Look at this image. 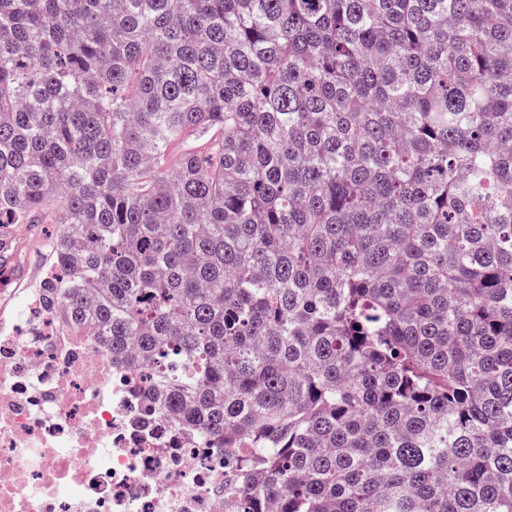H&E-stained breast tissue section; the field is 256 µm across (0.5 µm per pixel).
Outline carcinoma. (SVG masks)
<instances>
[{
	"mask_svg": "<svg viewBox=\"0 0 512 512\" xmlns=\"http://www.w3.org/2000/svg\"><path fill=\"white\" fill-rule=\"evenodd\" d=\"M14 224L250 512H512V0H0Z\"/></svg>",
	"mask_w": 512,
	"mask_h": 512,
	"instance_id": "cac0c4a2",
	"label": "carcinoma"
}]
</instances>
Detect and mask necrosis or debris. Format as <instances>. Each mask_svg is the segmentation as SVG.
<instances>
[{
	"label": "necrosis or debris",
	"instance_id": "necrosis-or-debris-1",
	"mask_svg": "<svg viewBox=\"0 0 512 512\" xmlns=\"http://www.w3.org/2000/svg\"><path fill=\"white\" fill-rule=\"evenodd\" d=\"M34 288L0 330V512H227L230 470Z\"/></svg>",
	"mask_w": 512,
	"mask_h": 512
}]
</instances>
